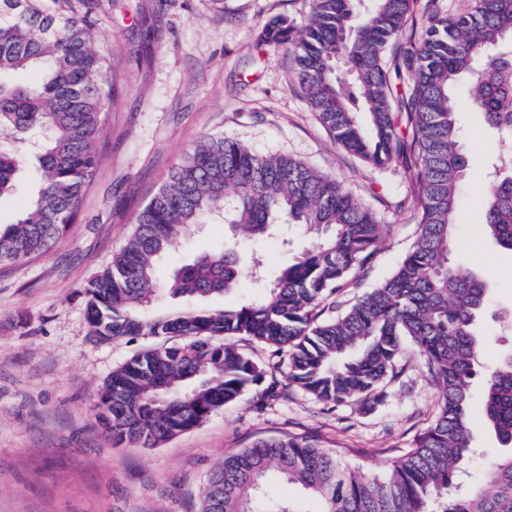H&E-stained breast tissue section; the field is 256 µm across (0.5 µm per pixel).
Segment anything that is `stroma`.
<instances>
[{
    "label": "stroma",
    "instance_id": "35a3bbf8",
    "mask_svg": "<svg viewBox=\"0 0 512 512\" xmlns=\"http://www.w3.org/2000/svg\"><path fill=\"white\" fill-rule=\"evenodd\" d=\"M311 0H110L98 15L97 49L112 63L116 89L100 143L101 163L68 237L50 252L0 266V512H199L198 495L225 455L281 434L312 437L373 477L409 448L433 416L437 389L414 352L377 404L330 410L289 388L255 409L249 399L212 413L193 430L141 448L115 443L95 406L112 372L146 346L143 338L101 340L87 319L85 289L125 243L137 213L170 170L206 136L293 156L343 182L386 224L371 263L351 273L338 299L350 304L379 287L412 248L414 193L401 165L374 168L347 152L301 94L292 54L260 43L272 17L297 24ZM468 154L453 264L489 274L492 293L479 322L492 336L474 379L497 362V317L512 310V257L481 223L487 162L497 148L481 113L457 115ZM224 241L210 218L160 265L159 278ZM473 456L464 476L477 483L499 445L481 399L471 404Z\"/></svg>",
    "mask_w": 512,
    "mask_h": 512
}]
</instances>
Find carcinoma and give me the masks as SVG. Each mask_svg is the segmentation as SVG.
Returning <instances> with one entry per match:
<instances>
[{"mask_svg":"<svg viewBox=\"0 0 512 512\" xmlns=\"http://www.w3.org/2000/svg\"><path fill=\"white\" fill-rule=\"evenodd\" d=\"M101 0H0V198L31 170L30 198L0 226V265L52 250L76 223L101 160L112 102L110 59L95 48ZM414 0H312L308 22L272 18L261 41L294 52L299 88L346 150L383 168L400 161L416 192L418 237L395 273L341 313L326 314L350 272L378 251L386 225L344 184L306 163L259 153L235 140L195 144L137 213L122 248L87 286V314L103 339L177 336L112 372L97 417L117 441L143 448L197 427L251 394L262 408L295 386L333 410L378 403L397 381L407 349L438 387L436 410L412 445L381 476L367 478L306 437L262 438L224 457L201 493L200 512H301L263 500L271 479L300 487L318 512H512V350L487 375L486 423L509 449L480 482L459 491L473 453L470 405L476 364L492 337L477 322L489 281L451 262L455 213L468 160L459 140L455 92L497 138L481 224L512 253V0H475L466 11L427 16L421 37L387 47L412 16ZM407 76L409 91L393 82ZM228 229L223 245L157 279L161 261L211 215ZM313 240L276 269L244 243L282 241L290 225ZM251 294L222 309L206 301ZM193 306L161 310L166 298ZM270 352L255 361L247 347ZM280 372L288 381L267 380Z\"/></svg>","mask_w":512,"mask_h":512,"instance_id":"1","label":"carcinoma"}]
</instances>
